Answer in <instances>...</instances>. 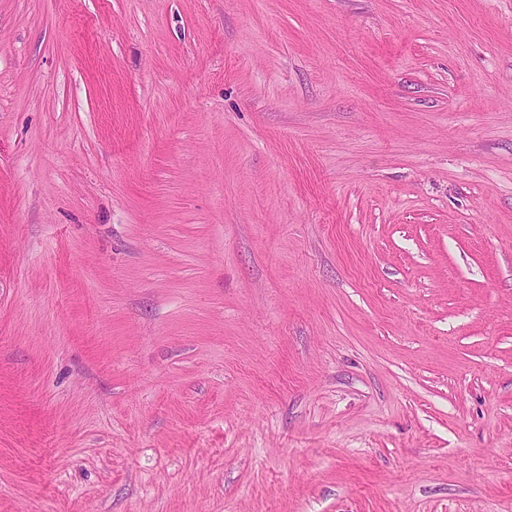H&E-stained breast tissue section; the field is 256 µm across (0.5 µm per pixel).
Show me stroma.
<instances>
[{
	"instance_id": "obj_1",
	"label": "stroma",
	"mask_w": 512,
	"mask_h": 512,
	"mask_svg": "<svg viewBox=\"0 0 512 512\" xmlns=\"http://www.w3.org/2000/svg\"><path fill=\"white\" fill-rule=\"evenodd\" d=\"M0 512H512V0H0Z\"/></svg>"
}]
</instances>
